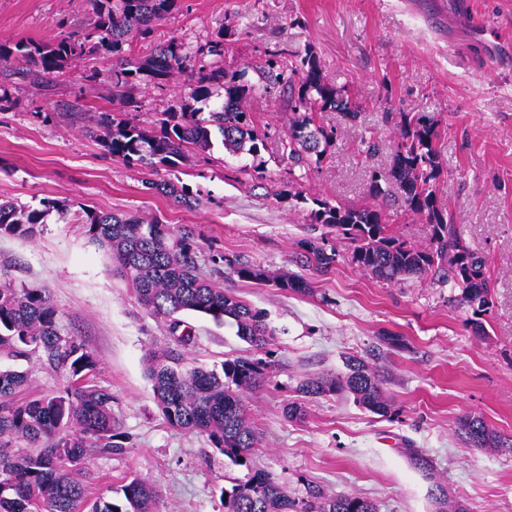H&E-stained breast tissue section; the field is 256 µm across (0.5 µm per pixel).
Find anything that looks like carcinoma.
Masks as SVG:
<instances>
[{"mask_svg":"<svg viewBox=\"0 0 512 512\" xmlns=\"http://www.w3.org/2000/svg\"><path fill=\"white\" fill-rule=\"evenodd\" d=\"M179 0H87L94 21L81 30L65 31L48 42L0 43V66L25 64L23 75L44 82L88 56L116 59L107 78L112 95L124 111L136 108L129 89L161 84L175 73L189 74L188 84L153 127L145 129L130 119L102 112L96 119L99 144L112 157L128 165L172 168L192 148L205 152L213 135L222 137L232 154L256 155L264 145L250 125L244 107L258 91L253 85L224 82V70H196L183 44L170 39L143 58L126 55L130 35L143 36L178 8ZM274 80L288 85L292 110L298 113L282 142L288 163L318 168L336 130L317 124L316 113L340 112L353 121L359 103L335 81L326 78L310 52L296 55L289 73ZM224 96L210 112L214 97ZM438 123L424 113L403 117L389 168L372 172L367 197L359 206L332 204L315 198L309 219L326 228L319 238L297 243L294 263L314 274L328 273L336 263V247L327 235L353 245L351 261L373 278L390 283L437 281L461 289L456 301L471 310L467 325L476 336L486 335L480 315L487 311L491 282L484 259L463 244L456 225L439 205L436 185L442 169L436 148ZM150 188L174 197L186 207L193 204L189 188L168 180ZM405 215L430 226L429 245L414 247L390 230L384 209L387 201ZM65 215L66 205L47 201L40 208L0 201V234L24 238L36 235L52 213ZM72 220L84 225L89 239L109 255L114 274L135 293L139 304L162 322L176 347L150 350L144 358L154 399L167 424L188 433L206 435L212 448L248 469L245 478L222 492L224 512H377L367 498L329 493L307 485L296 496L268 473L251 466L258 435L244 394L269 381L272 366L262 358L236 356L224 360L221 370L194 366L188 357L192 328L180 318L193 312L218 325L228 323L236 336L255 351L273 340L275 330L267 313L224 289L215 270L208 278L199 272L195 231L189 226L172 229L158 220L111 212H76ZM228 274L242 281H272L283 291L311 293L303 274L272 277L260 264L244 257L224 259ZM37 364L66 375V384L49 393L20 397L28 384V371L0 367V512H160L153 483L134 478L120 486L122 498L94 495L87 479L89 462L99 455L119 454L130 437L120 431L112 392L93 379L98 359L60 322L50 293L15 283L0 269V358ZM384 376L369 361L350 356L346 372L314 375L300 380L297 398L284 406L291 421L306 416L305 403L327 394L345 392L369 412L391 413L384 394ZM457 429L472 448H507L502 437L476 414L461 416Z\"/></svg>","mask_w":512,"mask_h":512,"instance_id":"1","label":"carcinoma"}]
</instances>
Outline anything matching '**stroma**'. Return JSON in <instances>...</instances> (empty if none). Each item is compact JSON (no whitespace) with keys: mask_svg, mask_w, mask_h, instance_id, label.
Returning <instances> with one entry per match:
<instances>
[{"mask_svg":"<svg viewBox=\"0 0 512 512\" xmlns=\"http://www.w3.org/2000/svg\"><path fill=\"white\" fill-rule=\"evenodd\" d=\"M89 21L86 0H0V42H47ZM172 37L196 64L250 84L267 68L287 69L294 54L312 51L361 111L352 124L341 113H322V125L338 132L328 158L317 169L292 168L282 145L293 117L288 91L273 85L248 102L264 141L258 156L229 153L218 142L189 152L174 171H157L112 158L95 139L96 117L117 106L110 83L85 80L84 72L90 65L107 71L110 59L96 57L44 84L0 68V93L7 95L0 102V200L155 216L194 228L203 271L240 255L277 275L294 271L296 242L318 234L309 221L314 199L366 201L370 173L388 167L398 134L385 113L433 116L441 130L439 203L484 258L493 285L482 317L486 336L467 327L458 289L431 277L380 282L352 263L343 241L335 266L312 276L306 295L225 276V289L265 311L275 331L264 355L272 376L248 396L259 436L252 463L292 494L312 482L369 498L378 512H434L440 485L470 512H512V453L469 447L454 430L457 417L476 413L512 436V55L486 70L483 37L464 31L445 40L404 0H180L151 37L134 42L133 53L146 56ZM219 39L223 56L206 55V45ZM183 84L176 75L160 88H134L136 121L152 127ZM370 137L380 149L368 157L362 142ZM166 178L189 188L193 207L148 189ZM1 267L16 283L47 289L63 324L99 361L95 380L111 390L131 445L93 459L98 488L147 478L159 490L162 512H224L222 490L247 470L205 436L167 425L143 355L172 340L113 277L85 227L54 214L33 239L0 235ZM185 320L195 335L194 364L211 368L248 354L234 327L194 314ZM386 332L402 336L404 348L382 346ZM374 349L390 416L330 394L307 403L305 421L285 417L300 379L343 370L345 357Z\"/></svg>","mask_w":512,"mask_h":512,"instance_id":"stroma-1","label":"stroma"}]
</instances>
